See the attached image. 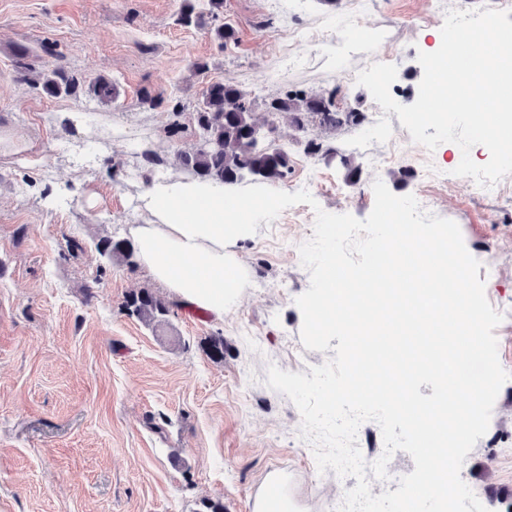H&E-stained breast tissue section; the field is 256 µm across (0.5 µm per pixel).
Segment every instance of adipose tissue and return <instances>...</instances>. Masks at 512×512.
<instances>
[{"mask_svg":"<svg viewBox=\"0 0 512 512\" xmlns=\"http://www.w3.org/2000/svg\"><path fill=\"white\" fill-rule=\"evenodd\" d=\"M138 209L143 221L129 234L151 277L182 306L223 318L243 283L231 248L251 233V204L225 200L220 184L167 177L149 184Z\"/></svg>","mask_w":512,"mask_h":512,"instance_id":"adipose-tissue-1","label":"adipose tissue"}]
</instances>
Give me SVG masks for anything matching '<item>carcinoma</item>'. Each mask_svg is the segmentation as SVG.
I'll return each mask as SVG.
<instances>
[{"instance_id":"obj_1","label":"carcinoma","mask_w":512,"mask_h":512,"mask_svg":"<svg viewBox=\"0 0 512 512\" xmlns=\"http://www.w3.org/2000/svg\"><path fill=\"white\" fill-rule=\"evenodd\" d=\"M198 0H182L177 18L185 27L203 24L204 13L197 10ZM30 55L16 54L15 68L21 81L41 89L51 97L85 95L99 105H109L117 98L116 84L105 77L87 83L63 66L47 72L28 62ZM255 99L232 81L210 83L203 91L193 120L200 130L199 141L180 153L183 168L201 181L232 186L246 177L274 183L286 177L290 168L288 150L282 146H262L259 127L253 117ZM266 112L272 122H283L296 131L315 123L325 131H336L350 123H361L359 112L343 111L336 105V91L307 95L285 91L268 99ZM100 250L109 259L132 263L133 248L125 241L105 240ZM173 303L157 297L147 288L130 293L124 302L127 315L146 325L159 324L169 314Z\"/></svg>"}]
</instances>
